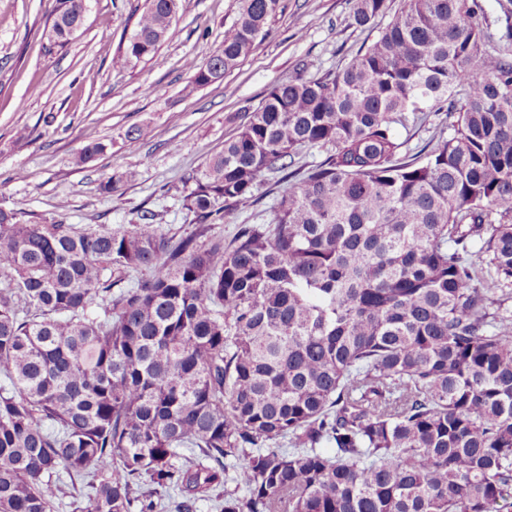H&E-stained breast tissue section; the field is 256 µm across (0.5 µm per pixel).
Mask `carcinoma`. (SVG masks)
Returning <instances> with one entry per match:
<instances>
[{"mask_svg": "<svg viewBox=\"0 0 512 512\" xmlns=\"http://www.w3.org/2000/svg\"><path fill=\"white\" fill-rule=\"evenodd\" d=\"M388 0H352L368 27ZM181 0H146L149 60ZM280 0H241L193 84L247 57ZM404 0L344 68L272 86L184 198L196 231H83L0 207V512H502L512 499V0ZM87 0H56L64 48ZM451 131L409 156L397 127ZM325 158L303 174L295 157ZM263 224L210 237L257 201ZM145 276L133 280L132 274ZM276 180L277 177L274 175L266 174L259 189V200L256 205L249 210L226 212L222 221L212 225L209 235L224 237V240L228 241L239 224H262L266 222L270 218L273 207L283 190V186L275 183ZM64 493L60 495L61 501L54 512H75L76 506L85 504V495L88 492L85 482L77 480L72 486L69 477L63 476ZM75 502V505L73 504Z\"/></svg>", "mask_w": 512, "mask_h": 512, "instance_id": "1", "label": "carcinoma"}]
</instances>
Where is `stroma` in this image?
Segmentation results:
<instances>
[{"mask_svg":"<svg viewBox=\"0 0 512 512\" xmlns=\"http://www.w3.org/2000/svg\"><path fill=\"white\" fill-rule=\"evenodd\" d=\"M145 0H88L82 28L64 49L48 50L43 23L55 0H0V207L22 220L63 221L81 229L141 223L166 233L195 229L183 207L191 175L244 123L276 83L346 65L390 18L350 23V0H281L267 35L230 73L192 87L187 63L220 47L237 19V0H182L173 37L148 61L125 63L123 46ZM150 130L139 139L135 127ZM105 149L90 162L86 144ZM124 181L106 193L113 174ZM282 191L263 178L259 200L226 212L211 233L266 222Z\"/></svg>","mask_w":512,"mask_h":512,"instance_id":"stroma-1","label":"stroma"}]
</instances>
